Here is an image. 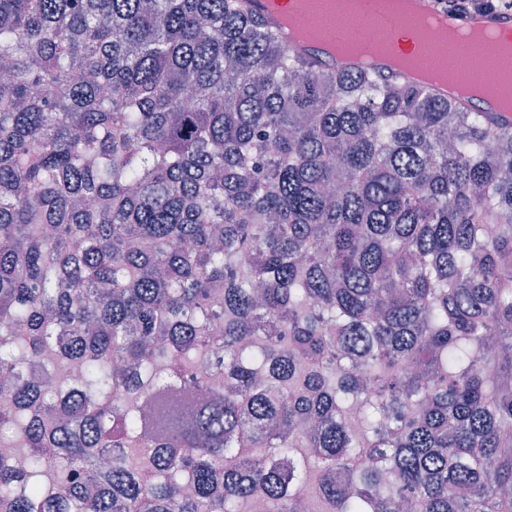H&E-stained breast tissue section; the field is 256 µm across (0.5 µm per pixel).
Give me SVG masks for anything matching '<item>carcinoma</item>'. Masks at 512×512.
<instances>
[{
  "mask_svg": "<svg viewBox=\"0 0 512 512\" xmlns=\"http://www.w3.org/2000/svg\"><path fill=\"white\" fill-rule=\"evenodd\" d=\"M0 75L8 512H512V130L244 0H0ZM81 368L77 363H69L63 369L57 370L50 375L48 386L50 389L56 390L60 387L65 389H73L81 383Z\"/></svg>",
  "mask_w": 512,
  "mask_h": 512,
  "instance_id": "1",
  "label": "carcinoma"
}]
</instances>
